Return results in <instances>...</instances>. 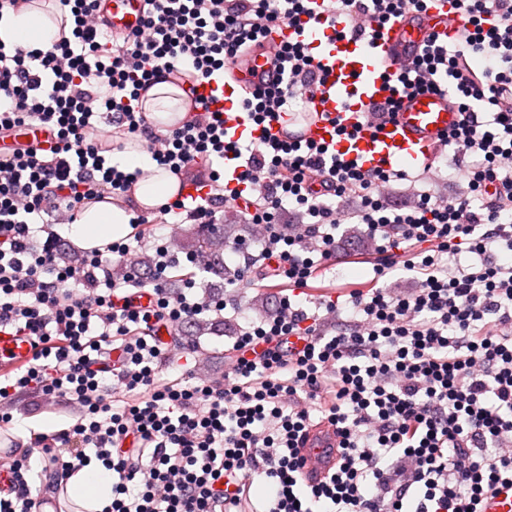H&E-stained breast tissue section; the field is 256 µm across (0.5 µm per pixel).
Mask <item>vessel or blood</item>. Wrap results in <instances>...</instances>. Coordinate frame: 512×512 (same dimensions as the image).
I'll return each mask as SVG.
<instances>
[{
    "label": "vessel or blood",
    "instance_id": "1",
    "mask_svg": "<svg viewBox=\"0 0 512 512\" xmlns=\"http://www.w3.org/2000/svg\"><path fill=\"white\" fill-rule=\"evenodd\" d=\"M106 8L113 30L139 27L141 0H107ZM309 8L298 24L284 23L267 33L261 48L230 64L228 75L197 83L198 96L209 101L211 111L223 113L229 136L242 141L267 137L324 143L367 169L426 164L434 146L456 127L460 116L447 95L404 94L394 90L392 79L430 38L455 39L462 21L451 0H430L425 11L386 24L372 38H337L323 0H310ZM290 41L305 44L324 79L313 94L305 95L300 111L256 125L240 110L239 97L262 74L271 73L275 53ZM390 98L400 102L394 117L384 122L373 119V111ZM31 351L28 337L0 331V356L22 362ZM304 455L307 478L318 481L337 463L334 435H312ZM482 510L512 512V485L498 487L484 500Z\"/></svg>",
    "mask_w": 512,
    "mask_h": 512
}]
</instances>
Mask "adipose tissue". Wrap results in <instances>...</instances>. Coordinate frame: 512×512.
Masks as SVG:
<instances>
[{
  "instance_id": "ef3b65f1",
  "label": "adipose tissue",
  "mask_w": 512,
  "mask_h": 512,
  "mask_svg": "<svg viewBox=\"0 0 512 512\" xmlns=\"http://www.w3.org/2000/svg\"><path fill=\"white\" fill-rule=\"evenodd\" d=\"M58 32L54 21L40 11H8L0 16V41L7 44L45 49L51 47ZM188 108L183 91L167 80L157 81L143 97L144 111L161 131L182 120ZM119 160L127 169L142 171L131 194L132 202L123 207L100 202L83 208L74 226L76 241L83 249L102 248L125 239L135 211L159 207L177 192V176L150 163L144 152L129 148L120 153ZM67 492L82 512H104L112 503V474L101 462L91 461L71 478Z\"/></svg>"
}]
</instances>
